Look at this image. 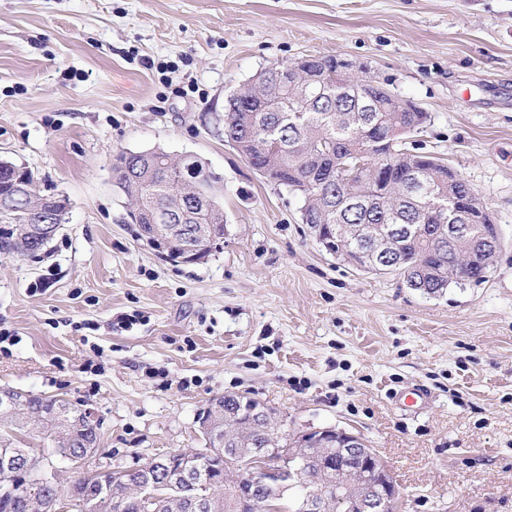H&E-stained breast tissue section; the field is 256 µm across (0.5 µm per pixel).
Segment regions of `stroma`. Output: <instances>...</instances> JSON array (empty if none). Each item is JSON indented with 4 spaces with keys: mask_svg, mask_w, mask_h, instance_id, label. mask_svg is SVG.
<instances>
[{
    "mask_svg": "<svg viewBox=\"0 0 512 512\" xmlns=\"http://www.w3.org/2000/svg\"><path fill=\"white\" fill-rule=\"evenodd\" d=\"M306 55L430 114L413 144L498 226L486 281L432 297L349 267L225 141L227 97ZM155 147L222 179L204 262L165 259L128 221L112 162ZM0 157L71 203L43 252L0 253V326L19 336L0 386L94 408L103 469L203 449L199 413L242 394L285 433L361 435L399 512H512V0H0Z\"/></svg>",
    "mask_w": 512,
    "mask_h": 512,
    "instance_id": "stroma-1",
    "label": "stroma"
}]
</instances>
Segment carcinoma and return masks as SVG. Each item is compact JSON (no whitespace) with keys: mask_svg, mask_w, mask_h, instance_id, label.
<instances>
[{"mask_svg":"<svg viewBox=\"0 0 512 512\" xmlns=\"http://www.w3.org/2000/svg\"><path fill=\"white\" fill-rule=\"evenodd\" d=\"M338 59L332 56H308L302 69L331 72L328 86L321 92L298 86L290 91L277 86L276 69L283 63L269 66L263 86L271 95L258 104L247 99L239 100L238 111L224 114V138L242 144V152L251 157V163L262 170V176L298 196L301 209L312 216L307 226L310 233H320L336 239V257L354 268L373 274H385V270L373 252L372 244L364 242V236L356 235L360 226L382 232L391 227L406 226L410 232L397 242L391 256L392 272L400 275L406 287L430 296H441L448 288L461 287L463 283L453 272L466 268L468 282L480 283L487 278L490 264L485 256L472 247V241L483 235L493 224L486 217L480 224L462 237L440 230L441 210L431 200L414 203L404 193L403 183L409 172L421 170L434 192L459 196L467 194L468 182L447 164L428 155L417 153L407 146L409 135L418 132L430 121V115L409 102L403 101L379 83L369 88L370 102H365L356 88L336 95L335 86L345 83L336 76ZM278 130L284 136L285 150L272 157L260 156L253 135L258 131ZM353 152L365 154L371 166L364 169L352 184H343L336 178V167ZM122 168L117 177L123 182L129 203L142 200L156 209L178 212L183 197L173 192L168 180L170 166L159 167L153 179L138 184L131 181L137 176L140 158L132 152L118 156ZM42 195L38 186L15 202L12 217L0 222V251L18 257L32 256L43 250L42 241L27 232V228L39 223V215L30 211L35 198ZM356 198L364 202L360 208L345 207V200ZM200 221L208 226L209 238L201 241L189 236L193 224H175L174 239L168 259L181 254L189 246L195 248L198 260L210 256L213 249L224 239V225L218 218L206 212ZM281 427L275 414L258 422L249 435L239 432L232 425L223 426L224 433L234 439L230 448L246 446L263 447V437ZM42 431L41 441L48 443L45 453H56L58 434L66 432L53 417L34 427ZM21 426L0 423V457L23 451L16 434ZM205 446L195 454L189 466L203 468L204 477L219 479L224 472V448L202 432ZM77 443L92 452L86 460L103 455L100 434L93 428L84 427ZM112 474L85 477L71 488V501L76 512H84L81 502L97 493L101 486L115 483ZM6 469L0 465V512H52L62 495L61 484L46 485L39 491L40 508L35 509L29 500L19 494H3L10 488ZM122 495L112 498V508L104 512H181L179 508L183 491L175 486L159 496L144 497L122 485H117ZM213 506L210 512H262L260 505H245L228 484L212 487Z\"/></svg>","mask_w":512,"mask_h":512,"instance_id":"cac0c4a2","label":"carcinoma"}]
</instances>
